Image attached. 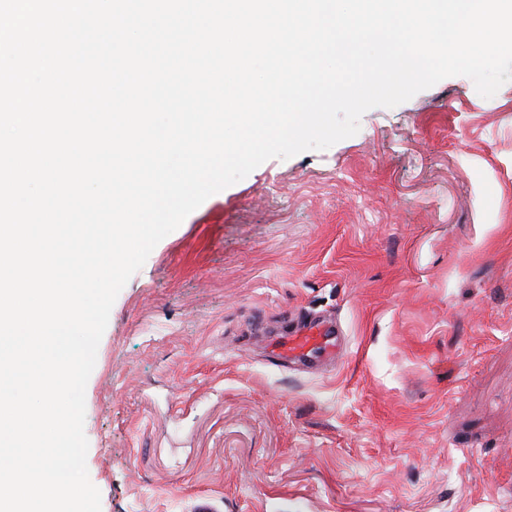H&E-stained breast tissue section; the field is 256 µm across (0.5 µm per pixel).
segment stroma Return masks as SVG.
I'll return each instance as SVG.
<instances>
[{
	"instance_id": "obj_1",
	"label": "stroma",
	"mask_w": 512,
	"mask_h": 512,
	"mask_svg": "<svg viewBox=\"0 0 512 512\" xmlns=\"http://www.w3.org/2000/svg\"><path fill=\"white\" fill-rule=\"evenodd\" d=\"M303 317L335 370L273 358ZM85 404L102 512H512V82L210 196L118 294Z\"/></svg>"
}]
</instances>
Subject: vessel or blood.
<instances>
[{
    "instance_id": "b4317fda",
    "label": "vessel or blood",
    "mask_w": 512,
    "mask_h": 512,
    "mask_svg": "<svg viewBox=\"0 0 512 512\" xmlns=\"http://www.w3.org/2000/svg\"><path fill=\"white\" fill-rule=\"evenodd\" d=\"M341 352L339 328L331 322L310 320L298 326L291 335L285 336L280 357L316 365L335 360Z\"/></svg>"
}]
</instances>
